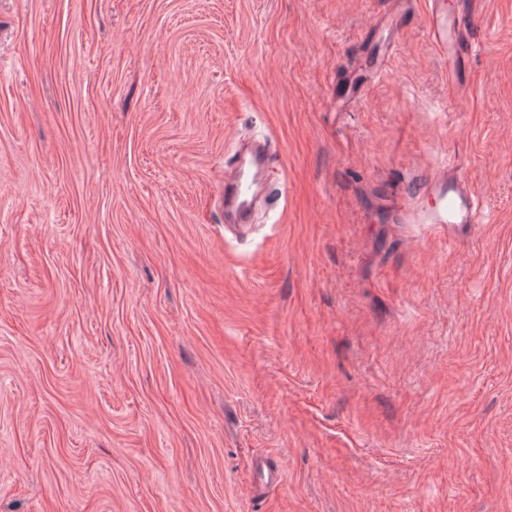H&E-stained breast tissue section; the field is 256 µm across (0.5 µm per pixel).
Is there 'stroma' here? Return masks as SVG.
I'll use <instances>...</instances> for the list:
<instances>
[{"mask_svg": "<svg viewBox=\"0 0 512 512\" xmlns=\"http://www.w3.org/2000/svg\"><path fill=\"white\" fill-rule=\"evenodd\" d=\"M432 2L0 0V512H512V0ZM430 16V33L438 50L444 56L448 53V67L455 69L457 54L462 49H468L466 33L476 16L469 8L473 2L459 0L452 9L444 0H435ZM267 141L251 142L236 151L224 173V221L246 224L255 204V191L267 170ZM480 206L460 180L448 177V205L438 213L437 224H478Z\"/></svg>", "mask_w": 512, "mask_h": 512, "instance_id": "1", "label": "stroma"}]
</instances>
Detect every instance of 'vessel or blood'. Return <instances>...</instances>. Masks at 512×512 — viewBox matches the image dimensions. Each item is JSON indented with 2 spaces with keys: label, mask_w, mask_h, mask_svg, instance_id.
I'll list each match as a JSON object with an SVG mask.
<instances>
[{
  "label": "vessel or blood",
  "mask_w": 512,
  "mask_h": 512,
  "mask_svg": "<svg viewBox=\"0 0 512 512\" xmlns=\"http://www.w3.org/2000/svg\"><path fill=\"white\" fill-rule=\"evenodd\" d=\"M475 21L469 0H457L448 6L446 0H436L430 16L432 40L449 62H456L457 54L467 48L466 33ZM268 147L258 141L242 145L233 163L224 173V221L227 224H245L251 219L255 204V191L267 170ZM480 206L473 194L468 193L460 180L448 182V205L440 212L442 224H475Z\"/></svg>",
  "instance_id": "1"
}]
</instances>
